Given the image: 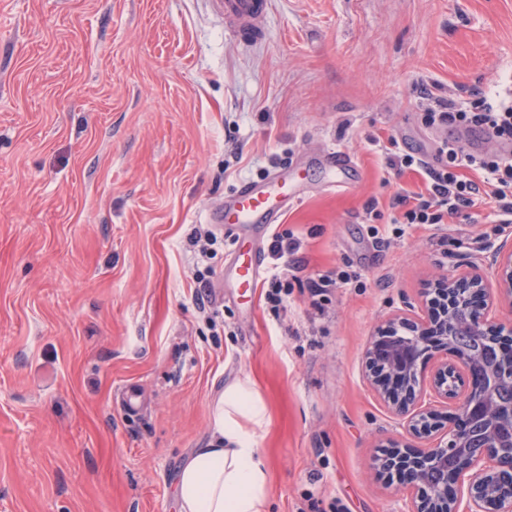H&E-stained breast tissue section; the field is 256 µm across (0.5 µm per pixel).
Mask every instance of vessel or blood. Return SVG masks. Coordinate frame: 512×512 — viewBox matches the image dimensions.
I'll return each mask as SVG.
<instances>
[{"mask_svg": "<svg viewBox=\"0 0 512 512\" xmlns=\"http://www.w3.org/2000/svg\"><path fill=\"white\" fill-rule=\"evenodd\" d=\"M267 7V0H221L219 4L227 26L242 43L262 38L263 31L257 20ZM319 158L329 170V189L346 186L349 177L357 171L356 162L346 154L323 151ZM301 197V190L293 184L284 169L274 170L263 181L245 182L225 197L217 214L225 231L235 239L229 269L237 287L255 289L262 280L260 255L245 244L244 235L251 233L255 225L268 228L279 223L289 204L299 201Z\"/></svg>", "mask_w": 512, "mask_h": 512, "instance_id": "obj_1", "label": "vessel or blood"}]
</instances>
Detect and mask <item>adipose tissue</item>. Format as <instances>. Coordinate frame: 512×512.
I'll return each instance as SVG.
<instances>
[{"mask_svg": "<svg viewBox=\"0 0 512 512\" xmlns=\"http://www.w3.org/2000/svg\"><path fill=\"white\" fill-rule=\"evenodd\" d=\"M262 424L265 408L255 391L229 384L214 407L209 443L184 461L177 479L179 512H263L269 492L265 460L238 417Z\"/></svg>", "mask_w": 512, "mask_h": 512, "instance_id": "1", "label": "adipose tissue"}]
</instances>
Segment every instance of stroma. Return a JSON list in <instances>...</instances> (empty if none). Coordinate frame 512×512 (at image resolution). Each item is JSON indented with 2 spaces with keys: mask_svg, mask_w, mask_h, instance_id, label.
Instances as JSON below:
<instances>
[{
  "mask_svg": "<svg viewBox=\"0 0 512 512\" xmlns=\"http://www.w3.org/2000/svg\"><path fill=\"white\" fill-rule=\"evenodd\" d=\"M211 2L0 0V512H178L179 469L236 381L265 405L262 425L241 422L269 464L265 512L410 508L376 466L411 437L367 383L366 349L512 224L488 202L471 224L365 205L421 191L383 148L430 156L428 101L512 86V0H269L256 44ZM321 149L357 162L349 188L324 190ZM299 161L280 312L265 288L225 287L224 247L199 287L194 228Z\"/></svg>",
  "mask_w": 512,
  "mask_h": 512,
  "instance_id": "35a3bbf8",
  "label": "stroma"
}]
</instances>
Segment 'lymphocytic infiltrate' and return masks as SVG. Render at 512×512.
Wrapping results in <instances>:
<instances>
[{"label":"lymphocytic infiltrate","mask_w":512,"mask_h":512,"mask_svg":"<svg viewBox=\"0 0 512 512\" xmlns=\"http://www.w3.org/2000/svg\"><path fill=\"white\" fill-rule=\"evenodd\" d=\"M423 120L428 128L440 132L480 130L491 141L512 142V101L493 102L481 96L466 108L441 101L436 107L426 110ZM386 165L395 172L415 167L426 176L424 192L412 197L401 193L391 197L392 223L465 221L469 218L470 209L488 195L492 196L504 216H512V156L500 151L472 154L443 138L436 142L431 159L390 149L386 152ZM472 170L487 173L489 182L469 178L468 173Z\"/></svg>","instance_id":"1"}]
</instances>
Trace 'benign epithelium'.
Instances as JSON below:
<instances>
[{"mask_svg": "<svg viewBox=\"0 0 512 512\" xmlns=\"http://www.w3.org/2000/svg\"><path fill=\"white\" fill-rule=\"evenodd\" d=\"M489 254L487 272L476 257L432 280L423 313L389 319L367 351L370 385L427 443L377 460L410 493L409 512H512V401L496 393L497 384L512 385V325L499 318L500 309H512V245L503 242ZM470 333L500 337L494 363L456 349L452 337ZM424 356L436 359V395L454 404L448 429L438 410L420 405L415 378Z\"/></svg>", "mask_w": 512, "mask_h": 512, "instance_id": "1", "label": "benign epithelium"}]
</instances>
